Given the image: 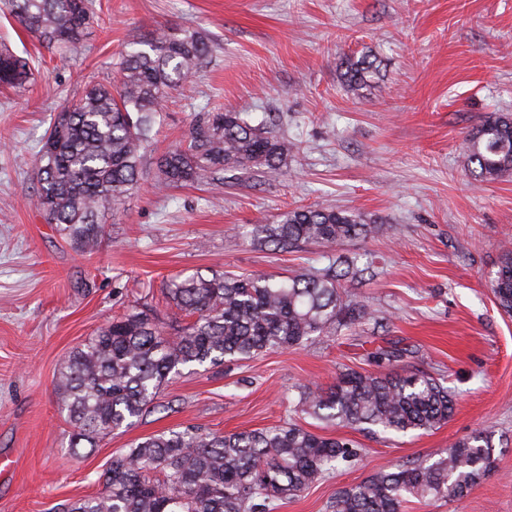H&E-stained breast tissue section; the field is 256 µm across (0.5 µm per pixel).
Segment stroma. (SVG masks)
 <instances>
[{
	"label": "stroma",
	"mask_w": 512,
	"mask_h": 512,
	"mask_svg": "<svg viewBox=\"0 0 512 512\" xmlns=\"http://www.w3.org/2000/svg\"><path fill=\"white\" fill-rule=\"evenodd\" d=\"M86 39L42 45L0 2V42L30 59L31 81L0 93V512H56L102 491L98 477L135 440L186 425L225 434L292 421L363 450L277 512H329L337 491L380 467L437 460L473 433L495 467L460 499L410 500L404 512H512V316L489 286L512 242V173L476 179L460 149L490 113L512 115V0H93ZM202 33L211 51L164 105L154 149L106 235L82 253L35 202L36 153L51 119L157 28ZM373 55L372 87L347 89L345 56ZM249 113L296 149L281 172L228 169L223 183L156 189L161 152L204 112ZM357 211L371 235L340 246L361 270L341 286L368 315L304 346L170 377L157 407L96 447L68 450L72 427L54 380L65 358L131 304L161 322L168 279L232 271L287 276L327 265L329 248L259 246L261 226L298 206ZM405 350L397 369L441 378L452 417L426 433L371 435L297 410L304 387L374 371L378 349Z\"/></svg>",
	"instance_id": "stroma-1"
}]
</instances>
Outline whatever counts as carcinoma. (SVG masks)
<instances>
[{
	"instance_id": "obj_1",
	"label": "carcinoma",
	"mask_w": 512,
	"mask_h": 512,
	"mask_svg": "<svg viewBox=\"0 0 512 512\" xmlns=\"http://www.w3.org/2000/svg\"><path fill=\"white\" fill-rule=\"evenodd\" d=\"M23 27L48 47L66 49L88 35L92 0H7ZM210 46L199 32L156 29L132 43L117 62L116 84L87 85L56 113L38 151L36 201L48 223L84 253L105 237L107 210H117L141 178L169 92L202 67ZM352 91L371 86L376 61L368 54L341 63ZM29 62L0 50V87L19 91ZM294 144L243 112L219 108L197 120L185 143L159 158L158 184L169 188L215 178L228 168L280 170ZM476 177L494 181L512 172V116L494 113L463 142ZM265 241L287 250L300 244L335 246L366 237L371 227L348 210L297 207L265 228ZM336 263L280 279L199 272L169 280L167 299L192 321L166 332L146 309L130 306L72 351L56 378L61 409L73 426L71 453L81 443L133 426L155 408L164 381L188 365L249 359L302 346L339 324L350 327L364 305L339 286ZM499 309L512 314V248L504 247L491 279ZM403 351L380 350L377 372L346 370L336 382L301 391V411L327 423L381 433L428 432L448 421L454 398L441 379L393 372ZM360 449L288 422L260 430L216 434L197 426L154 434L113 458L104 492L69 502L64 512H275L316 482L348 465ZM493 468L480 434L451 444L436 461L381 467L336 492L331 512H403L404 504L460 499Z\"/></svg>"
}]
</instances>
